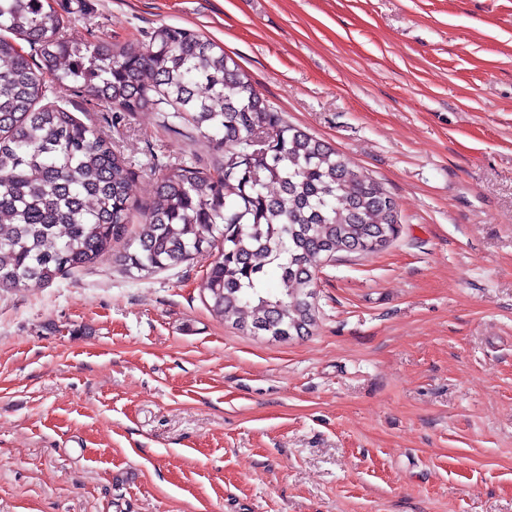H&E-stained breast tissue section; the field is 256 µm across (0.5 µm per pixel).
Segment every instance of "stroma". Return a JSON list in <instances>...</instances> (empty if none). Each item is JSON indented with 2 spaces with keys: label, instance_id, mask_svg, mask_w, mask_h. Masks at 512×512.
Listing matches in <instances>:
<instances>
[{
  "label": "stroma",
  "instance_id": "1",
  "mask_svg": "<svg viewBox=\"0 0 512 512\" xmlns=\"http://www.w3.org/2000/svg\"><path fill=\"white\" fill-rule=\"evenodd\" d=\"M69 36L162 26L236 59L393 198L397 238L320 269L287 339L220 321L205 248L148 277L130 239L0 291V512H512V0H49ZM149 205L216 153L85 94Z\"/></svg>",
  "mask_w": 512,
  "mask_h": 512
}]
</instances>
